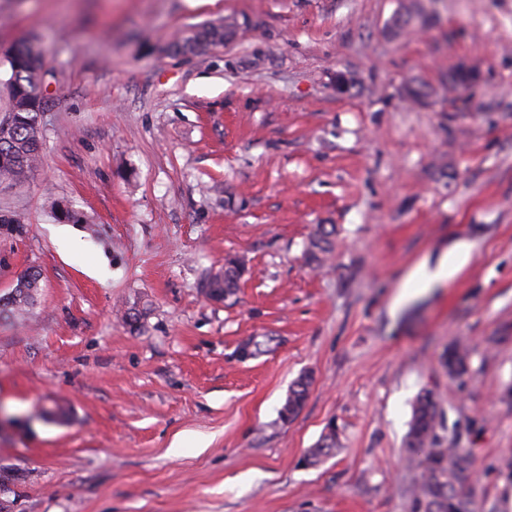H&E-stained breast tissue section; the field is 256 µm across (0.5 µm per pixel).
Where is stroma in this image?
Returning a JSON list of instances; mask_svg holds the SVG:
<instances>
[{
    "label": "stroma",
    "mask_w": 512,
    "mask_h": 512,
    "mask_svg": "<svg viewBox=\"0 0 512 512\" xmlns=\"http://www.w3.org/2000/svg\"><path fill=\"white\" fill-rule=\"evenodd\" d=\"M228 17L233 41L175 51ZM26 39L48 131L33 179L0 187L26 220L0 235V297L31 267L42 290L0 317V512H409L424 389L477 512H512V0H0V47ZM228 258L239 288L208 300ZM335 243V225L319 224L306 252L308 264L313 267H320L333 252ZM470 353V347L462 341H455L448 345L443 359L451 379L465 378L468 373ZM310 385L311 380L307 376L300 377L294 383L289 392L288 400L281 410V417L284 420H290L294 418L303 408L309 395Z\"/></svg>",
    "instance_id": "stroma-1"
}]
</instances>
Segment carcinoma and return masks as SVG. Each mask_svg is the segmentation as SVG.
I'll use <instances>...</instances> for the list:
<instances>
[{
  "instance_id": "obj_1",
  "label": "carcinoma",
  "mask_w": 512,
  "mask_h": 512,
  "mask_svg": "<svg viewBox=\"0 0 512 512\" xmlns=\"http://www.w3.org/2000/svg\"><path fill=\"white\" fill-rule=\"evenodd\" d=\"M236 22L226 21L196 30L195 34L178 41L177 51L198 53L211 46L232 39ZM0 62L8 65L9 76L4 80L8 90L7 106L0 113V184L21 187L37 171L42 146L46 138V123L39 120L46 110L42 92L45 77L43 53L38 44L23 40L3 53ZM56 220L77 224L82 216L67 204L55 203ZM25 220L22 213L4 207L0 209V231L20 233ZM336 243V225L320 224L310 240L306 256L313 267L321 266L333 252ZM244 274L243 266L233 260L224 263V270L212 275L205 287L223 298L232 296ZM41 288V274L36 270L24 272L16 281L13 292L0 297V313L12 315L33 306ZM470 347L462 341L448 345L443 356L448 376L462 380L468 373ZM311 385L307 376L300 377L292 386L288 400L281 410L285 420L294 418L303 408ZM440 410L434 393L421 391L413 405L410 427L404 440V452L413 467L414 477L409 487L410 512H474L473 502L465 488L475 480L473 459L465 448L453 443L440 447ZM336 427H329L319 447L310 452L317 462L336 447Z\"/></svg>"
}]
</instances>
